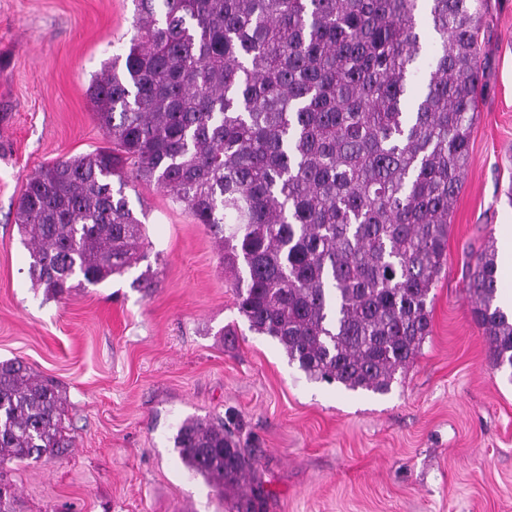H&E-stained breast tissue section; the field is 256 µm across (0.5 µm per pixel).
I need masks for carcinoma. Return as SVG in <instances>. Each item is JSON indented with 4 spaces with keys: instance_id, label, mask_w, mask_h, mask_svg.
<instances>
[{
    "instance_id": "carcinoma-1",
    "label": "carcinoma",
    "mask_w": 512,
    "mask_h": 512,
    "mask_svg": "<svg viewBox=\"0 0 512 512\" xmlns=\"http://www.w3.org/2000/svg\"><path fill=\"white\" fill-rule=\"evenodd\" d=\"M133 34L88 95L109 146L27 182L14 223L45 300L146 258L129 179L213 235L249 328L311 380L386 393L431 333L483 76L479 0H133ZM436 47L419 63L417 18ZM494 254L468 288L493 369L512 378V312ZM59 384L0 363V465L73 439ZM174 448L232 512L250 449L224 421L187 418ZM0 471V512H15Z\"/></svg>"
}]
</instances>
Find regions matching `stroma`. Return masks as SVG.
I'll return each instance as SVG.
<instances>
[{
	"label": "stroma",
	"mask_w": 512,
	"mask_h": 512,
	"mask_svg": "<svg viewBox=\"0 0 512 512\" xmlns=\"http://www.w3.org/2000/svg\"><path fill=\"white\" fill-rule=\"evenodd\" d=\"M133 14L132 0H0V360L61 386L76 436L6 465L18 512H227L173 445L180 421L216 416L254 453L263 512H512V380L490 366L466 278L512 225V0L482 10L486 88L431 334L384 395L308 379L251 332L211 234L141 181L126 195L152 288L135 268L60 300L32 289L15 207L42 167L105 146L87 87Z\"/></svg>",
	"instance_id": "1"
}]
</instances>
